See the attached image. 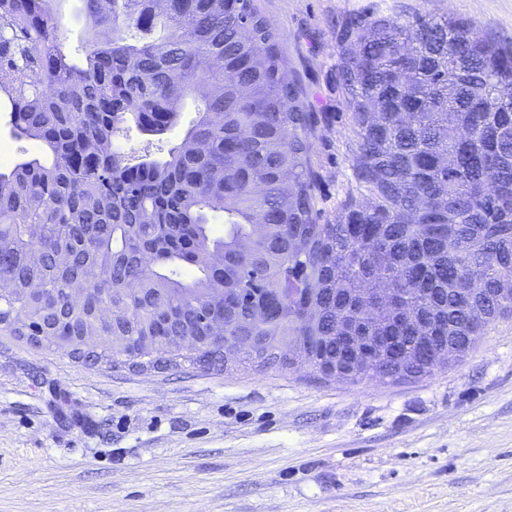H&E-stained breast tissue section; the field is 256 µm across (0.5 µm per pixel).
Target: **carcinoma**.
Wrapping results in <instances>:
<instances>
[{"label": "carcinoma", "instance_id": "obj_1", "mask_svg": "<svg viewBox=\"0 0 512 512\" xmlns=\"http://www.w3.org/2000/svg\"><path fill=\"white\" fill-rule=\"evenodd\" d=\"M53 2L0 0V108L45 153L0 170V325L75 351L99 336L96 358L143 369L283 367L286 344L355 383L429 375L436 349L467 354L512 317V46L453 16H348L339 75L367 198L349 195L324 224L313 113L251 0H79L82 63ZM198 94L167 159L130 165L110 148L129 122L164 134ZM383 282L397 300L370 319L364 289ZM343 320L381 340L353 358L332 339ZM211 321L224 337L207 339ZM239 336L255 345L234 361Z\"/></svg>", "mask_w": 512, "mask_h": 512}]
</instances>
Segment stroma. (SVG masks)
<instances>
[{"label":"stroma","mask_w":512,"mask_h":512,"mask_svg":"<svg viewBox=\"0 0 512 512\" xmlns=\"http://www.w3.org/2000/svg\"><path fill=\"white\" fill-rule=\"evenodd\" d=\"M276 33L308 136L322 221L355 192L358 138L336 27L369 13L462 17L512 44V0H252ZM78 0H57L83 60ZM112 147L164 158L196 116ZM0 512H512V318L463 359L411 381H327L284 368L182 364L144 371L37 347L0 326Z\"/></svg>","instance_id":"obj_1"}]
</instances>
